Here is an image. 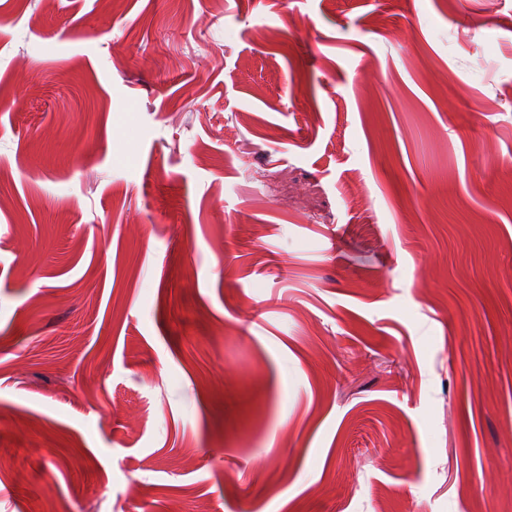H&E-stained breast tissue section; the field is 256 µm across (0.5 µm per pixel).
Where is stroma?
<instances>
[{"instance_id": "35a3bbf8", "label": "stroma", "mask_w": 512, "mask_h": 512, "mask_svg": "<svg viewBox=\"0 0 512 512\" xmlns=\"http://www.w3.org/2000/svg\"><path fill=\"white\" fill-rule=\"evenodd\" d=\"M510 164L512 0H0V512H512Z\"/></svg>"}]
</instances>
